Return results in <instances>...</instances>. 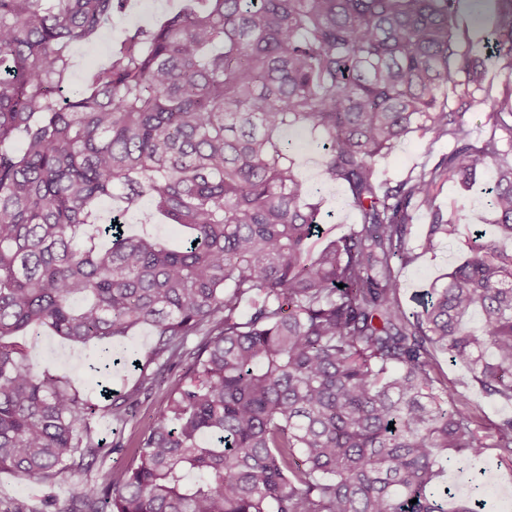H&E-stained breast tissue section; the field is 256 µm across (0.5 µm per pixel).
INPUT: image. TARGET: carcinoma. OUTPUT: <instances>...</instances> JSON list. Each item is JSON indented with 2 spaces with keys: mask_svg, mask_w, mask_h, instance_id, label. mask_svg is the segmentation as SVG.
<instances>
[{
  "mask_svg": "<svg viewBox=\"0 0 512 512\" xmlns=\"http://www.w3.org/2000/svg\"><path fill=\"white\" fill-rule=\"evenodd\" d=\"M126 2L0 0V472L52 485L105 457L92 404L37 372L21 338L47 327L104 367H136L109 340L144 327L156 368L114 396L112 419L172 368L184 380L130 460L40 512H484L476 477L448 510L438 451L478 460L491 446L512 464V416L483 425L436 355L512 401V85L474 144L483 72L456 37L471 23L459 0H189L58 99L69 48ZM484 45L512 73V0ZM292 131L309 132L358 215L316 253ZM414 134L448 153L382 176L379 159ZM480 179L490 230L406 310L414 212L431 252L461 233L444 185ZM145 198L191 230L180 248L126 232ZM486 112H490L489 101L476 103L466 116L472 141H481L486 134V128L483 126Z\"/></svg>",
  "mask_w": 512,
  "mask_h": 512,
  "instance_id": "1",
  "label": "carcinoma"
}]
</instances>
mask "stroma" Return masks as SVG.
<instances>
[{"label":"stroma","instance_id":"1","mask_svg":"<svg viewBox=\"0 0 512 512\" xmlns=\"http://www.w3.org/2000/svg\"><path fill=\"white\" fill-rule=\"evenodd\" d=\"M182 0H130L124 13L114 15L107 22L100 37L91 44L71 46L72 60L70 76L62 88L63 96H72L78 91L85 75L104 65L113 46L120 42L126 32L140 25L176 10ZM448 151L447 143L428 145L427 141L411 136L398 144L390 154L380 161V169L388 177L398 179L418 166L426 157L440 158ZM298 173L305 185L323 200L317 216L322 232L313 241L314 248H322L329 241L345 233L357 216L348 204L349 193L345 186L324 181L320 172V157L310 148H302L296 155ZM441 203H452L462 216L467 229L460 238L441 242L436 249L407 265L401 273L403 284L402 299L407 309H417L416 298L425 294L430 286L443 278L454 266L463 261L467 254V242L472 225L490 224L493 214L485 204L481 185L461 190L454 185H445L439 195ZM26 344L29 357L37 371H48L57 375L80 377L96 406L90 422L96 437L108 443H130L144 431L159 414L168 386L174 385L182 376L181 369L168 372L164 386L155 388L142 396L134 418L115 422L105 414L106 402L100 395L99 377L89 368L94 357L90 350L69 345L49 330L42 329L28 334ZM449 382L472 401L481 405L485 422H495L501 417L512 416V401L487 397L471 374L461 366H452L446 355H439ZM482 469L488 512H512V467L501 465L496 449H486L480 463H472L466 458H454L446 466L444 483L455 485L457 500H465L470 492L469 478L475 469ZM42 490L36 484L17 478L11 473L0 472V512H33L39 505Z\"/></svg>","mask_w":512,"mask_h":512}]
</instances>
